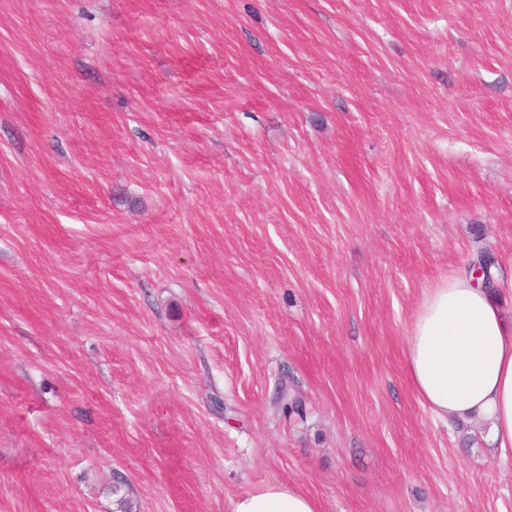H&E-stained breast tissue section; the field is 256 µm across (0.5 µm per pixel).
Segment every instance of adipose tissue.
Here are the masks:
<instances>
[{"mask_svg": "<svg viewBox=\"0 0 512 512\" xmlns=\"http://www.w3.org/2000/svg\"><path fill=\"white\" fill-rule=\"evenodd\" d=\"M491 285L454 270L430 286L411 323L404 363L419 399L448 424L479 423L485 443L512 456V320ZM232 512H319L315 499L284 484L240 496Z\"/></svg>", "mask_w": 512, "mask_h": 512, "instance_id": "obj_1", "label": "adipose tissue"}]
</instances>
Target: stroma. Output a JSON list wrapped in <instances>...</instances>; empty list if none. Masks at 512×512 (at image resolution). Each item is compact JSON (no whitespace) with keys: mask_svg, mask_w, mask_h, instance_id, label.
<instances>
[{"mask_svg":"<svg viewBox=\"0 0 512 512\" xmlns=\"http://www.w3.org/2000/svg\"><path fill=\"white\" fill-rule=\"evenodd\" d=\"M480 249L512 0H0V512H512L404 366ZM232 512H319L315 499L300 489L284 484H271L266 488L240 496Z\"/></svg>","mask_w":512,"mask_h":512,"instance_id":"stroma-1","label":"stroma"}]
</instances>
